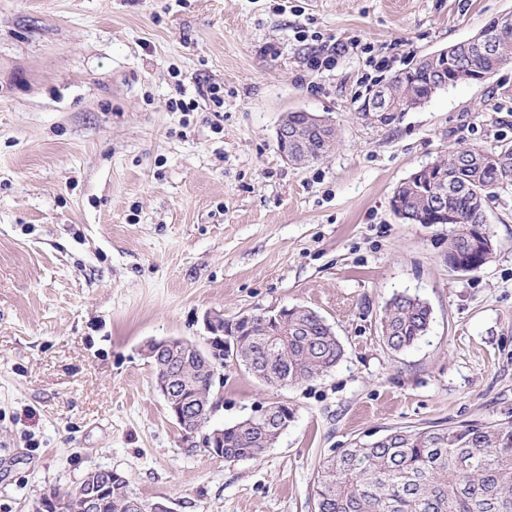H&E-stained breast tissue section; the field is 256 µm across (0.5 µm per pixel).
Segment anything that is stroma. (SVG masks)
I'll list each match as a JSON object with an SVG mask.
<instances>
[{"instance_id":"1","label":"stroma","mask_w":512,"mask_h":512,"mask_svg":"<svg viewBox=\"0 0 512 512\" xmlns=\"http://www.w3.org/2000/svg\"><path fill=\"white\" fill-rule=\"evenodd\" d=\"M512 0H0V512H32L111 469L175 512H315L319 461L396 427L512 418V190L487 212L480 270L448 267L445 224H410L396 188L449 152L512 141V65L394 122L363 118L379 81L470 39ZM341 50L314 71L317 50ZM224 107L174 112L199 85ZM304 110L335 148L285 161L276 129ZM428 302L426 336L381 339L396 294ZM305 306L344 357L265 386L225 361L211 426L274 402V448L227 463L179 443L140 348L201 342L233 319Z\"/></svg>"}]
</instances>
